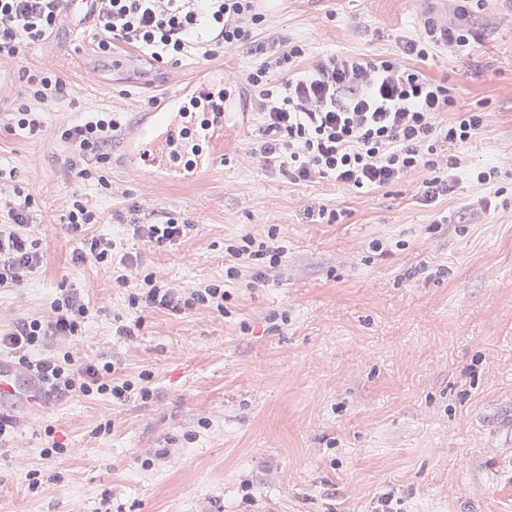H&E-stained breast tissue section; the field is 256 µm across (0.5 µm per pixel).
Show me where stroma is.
Listing matches in <instances>:
<instances>
[{
    "label": "stroma",
    "mask_w": 512,
    "mask_h": 512,
    "mask_svg": "<svg viewBox=\"0 0 512 512\" xmlns=\"http://www.w3.org/2000/svg\"><path fill=\"white\" fill-rule=\"evenodd\" d=\"M428 15L446 17L445 0H272L255 35L299 41L311 61L374 58L396 53L397 36ZM468 22L472 57L444 50L425 71L456 82L460 111L492 115L463 150L468 167L512 168V0H483ZM96 44L92 24L65 15L5 65L15 79L0 88V113L40 71L62 76L67 95L48 108L45 132L0 123V183L33 193L44 251L23 287L0 292V328L78 289L98 313L71 351L119 358L128 375L150 370L153 395L116 406L51 394L16 419L0 447V512H97L106 495L124 512H381L385 496L392 512H512V202L465 224L489 186L463 181L428 207L410 181L359 195L328 180L289 183L246 159L260 122L243 88L233 144L200 179L168 186L130 171L116 138L95 166L102 182H75L59 126L114 110L134 134L156 96L210 63L232 74L261 62L241 47L211 62L194 49L175 67L144 57L118 68ZM75 192L97 214L93 232L182 288L222 282L224 244L246 233L277 227L288 256L264 283L232 289L223 311L138 317L111 269L72 262L80 241L59 219ZM318 205L341 221L311 223L305 210ZM155 207L192 222V234L160 249L128 235ZM441 214L450 223H437ZM121 321L134 339L116 335ZM107 419L111 432L94 435ZM48 428L64 457L42 455ZM30 470L62 480L34 497Z\"/></svg>",
    "instance_id": "35a3bbf8"
}]
</instances>
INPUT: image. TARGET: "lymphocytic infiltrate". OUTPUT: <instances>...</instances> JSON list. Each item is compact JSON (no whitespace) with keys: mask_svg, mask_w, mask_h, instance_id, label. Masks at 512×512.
Here are the masks:
<instances>
[{"mask_svg":"<svg viewBox=\"0 0 512 512\" xmlns=\"http://www.w3.org/2000/svg\"><path fill=\"white\" fill-rule=\"evenodd\" d=\"M66 0H0V61L12 60L29 45L52 35L66 11ZM481 0H450L452 15L427 19L416 34L398 36V53L383 59L332 54L300 67L305 45L285 40L281 49L265 51L253 43V31L264 19L258 0H94L98 47H136L159 63L179 64L191 47L204 58L253 44L263 54L258 67L232 83L247 86L260 118V134L249 151L263 167H275L292 183L326 179L350 194H367L403 180L416 182L421 204L429 206L453 192L463 180L481 185L496 182L499 167L467 168L459 155L487 120L483 112L456 109V88L434 79L422 65L442 49L467 56L474 34L465 19ZM283 74L272 82L271 70ZM28 100L10 113L11 125L37 132L44 126L45 106L64 95L56 75L29 76ZM124 124L119 113L100 111L81 123L58 128L57 138L71 148L70 173L78 182L91 179V160ZM32 195L15 200L0 187V290L22 287L42 268L44 255L31 233ZM60 220L66 230L81 234L74 263L109 265L124 288L129 309L186 313L204 306L223 311L230 287L244 272L255 280L280 269L287 240L276 228L266 234L242 235L226 246L231 263L223 283L178 288L156 273L139 274L130 255L116 256V245L102 234H87L96 214L82 194H73ZM132 238L157 247L180 243L192 232L189 223L162 216L156 224H132ZM95 307L73 288L62 289L48 312L16 322L0 331V348L41 379L48 391L77 397L103 396L113 403L148 399L153 375L119 374L120 363L100 356L75 359L67 344L81 336Z\"/></svg>","mask_w":512,"mask_h":512,"instance_id":"1","label":"lymphocytic infiltrate"}]
</instances>
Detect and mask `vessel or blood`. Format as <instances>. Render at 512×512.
<instances>
[{"instance_id":"vessel-or-blood-1","label":"vessel or blood","mask_w":512,"mask_h":512,"mask_svg":"<svg viewBox=\"0 0 512 512\" xmlns=\"http://www.w3.org/2000/svg\"><path fill=\"white\" fill-rule=\"evenodd\" d=\"M234 89L223 69L211 70L191 93L169 92L162 111L153 113L148 132L127 145L130 166L137 172L172 182H188L224 157L228 136L236 125ZM45 390L15 359L0 354V413L38 410Z\"/></svg>"}]
</instances>
